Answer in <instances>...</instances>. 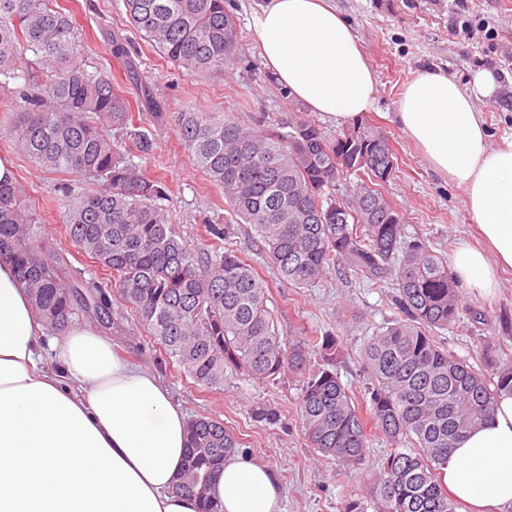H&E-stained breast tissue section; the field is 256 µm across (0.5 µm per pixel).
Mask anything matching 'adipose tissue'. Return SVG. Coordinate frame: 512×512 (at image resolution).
I'll list each match as a JSON object with an SVG mask.
<instances>
[{"mask_svg": "<svg viewBox=\"0 0 512 512\" xmlns=\"http://www.w3.org/2000/svg\"><path fill=\"white\" fill-rule=\"evenodd\" d=\"M254 25L266 67L310 111L351 124L374 110L375 75L333 7L266 0ZM496 87L487 71L464 88L423 68L395 114L432 170L461 190L484 246L459 248L453 267L464 287L485 291L497 270L512 269V145L491 146L476 109ZM187 427L160 378L93 328L47 337L13 260L0 254V512H198L173 490ZM444 480L479 512H512V396L460 441ZM212 494L223 512H279L275 475L238 454L225 457Z\"/></svg>", "mask_w": 512, "mask_h": 512, "instance_id": "obj_1", "label": "adipose tissue"}]
</instances>
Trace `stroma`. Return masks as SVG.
Instances as JSON below:
<instances>
[{
	"label": "stroma",
	"instance_id": "stroma-1",
	"mask_svg": "<svg viewBox=\"0 0 512 512\" xmlns=\"http://www.w3.org/2000/svg\"><path fill=\"white\" fill-rule=\"evenodd\" d=\"M52 3L75 16L84 69L110 76L130 100L136 99L141 86H149L159 110L165 112L162 120L156 112L141 113L139 128L152 140L153 150L134 162L167 184L177 235L203 253L209 243L208 222L233 225L235 246L254 262L268 284V306L277 313L281 335L304 331L311 336L325 332L339 336L346 351L338 367L340 379L352 393H363L367 375L361 351L367 338L399 318L395 288L333 275L312 288L281 284L257 252L259 238L252 225L235 219L222 191L205 179L179 141L176 116L187 107L288 133L289 114L299 104L292 95L283 94L280 81L260 54L254 18L264 0H226L225 7L236 21L237 55L224 73L208 77L174 69L130 26L123 0ZM331 4L351 27L375 74V109L362 116L360 124L385 134L394 152L395 169L383 192L402 214L407 234L424 239L443 262H451L458 248L478 244L463 195L433 172L420 149L386 115L397 111L406 83L420 68L441 70L464 87L477 71L487 70L496 75L498 86L477 106L490 144L499 147L512 139V0H331ZM118 36L130 44L131 65L112 55V40ZM0 158L12 165L27 200L40 211L41 239L55 245L71 274L85 287H109V278L102 276L91 257L68 242L59 219L62 196L54 187L73 182V175L43 168L1 134ZM459 293L458 318L449 328L437 330L436 342L478 370L486 366L479 347L483 341L493 343L498 360L512 361V270L499 272L497 285L490 291L463 287ZM113 319V326L100 327L99 332L116 351L154 371L188 416L222 420L237 438L239 453L276 474L281 485L280 512H341L347 498L364 495L370 474L388 452L386 443L373 442L361 468L352 472L321 457L304 434L298 377L266 383L229 370L223 390L207 392L172 365H157L158 346L129 309L115 306ZM261 404L277 410L278 424L253 420L251 411Z\"/></svg>",
	"mask_w": 512,
	"mask_h": 512
}]
</instances>
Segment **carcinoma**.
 <instances>
[{
    "instance_id": "1",
    "label": "carcinoma",
    "mask_w": 512,
    "mask_h": 512,
    "mask_svg": "<svg viewBox=\"0 0 512 512\" xmlns=\"http://www.w3.org/2000/svg\"><path fill=\"white\" fill-rule=\"evenodd\" d=\"M124 6L137 33L190 76L222 73L236 55L224 0ZM79 47L76 21L50 0H0V76L24 81L23 105L1 116L0 128L40 165L80 177L61 184L76 198L60 220L69 242L112 277L110 293L80 292L82 282L62 272L64 257L35 237L40 212L16 178H0V253L14 259L50 328L65 330L78 308L110 324L117 297L157 340L161 360L206 391L224 389L228 369L266 382L297 375L310 447L350 470L374 441L388 445L370 480L375 512H457L443 477L448 455L501 395H512V363L486 375L437 345L434 331L457 318V285L424 241L407 238L380 190L394 168L388 138L346 145L301 111L290 116L288 135L221 112L177 115L181 145L227 207L254 226L280 283L312 287L336 268L379 286L393 281L402 318L365 342L370 383L358 398L338 376L344 350L336 336L280 335L267 283L234 246L232 225H208L213 256L205 261L176 236L166 183L130 159L133 149H153L136 115L156 108L150 90L130 102L109 76L82 67ZM27 53L33 59L23 67ZM351 175L350 198H337L336 183ZM236 448L220 420H190L176 492L195 498L199 512H221L210 486Z\"/></svg>"
}]
</instances>
